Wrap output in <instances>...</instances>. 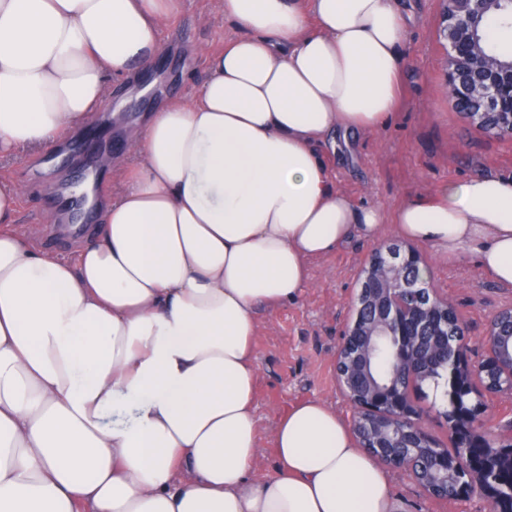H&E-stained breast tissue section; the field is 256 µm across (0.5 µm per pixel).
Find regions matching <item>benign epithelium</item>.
<instances>
[{
	"instance_id": "7a95c632",
	"label": "benign epithelium",
	"mask_w": 512,
	"mask_h": 512,
	"mask_svg": "<svg viewBox=\"0 0 512 512\" xmlns=\"http://www.w3.org/2000/svg\"><path fill=\"white\" fill-rule=\"evenodd\" d=\"M441 34L448 44L446 87L461 115L475 126L497 137L512 138V59L485 57L480 52L479 33L495 15L497 6L509 7L512 0H445ZM420 255L412 249L391 244L377 250L363 267V279L352 320L336 350L338 383L355 409L352 430L364 442L370 455L380 464L408 474L429 497L446 500L447 491L437 488L448 483V468L466 472L454 498L479 494L492 500L494 479L470 470L466 459L448 449L439 448L429 475L415 471L414 450L433 448L425 429L413 425L407 430L397 421L419 416L409 400V388L415 385V373L405 382L394 384L397 367L409 362L412 351L421 349L426 359L448 369L450 381L471 371L467 349L461 342H448V302L440 299L430 282L409 269L420 268ZM387 336L391 346V382L379 383L369 371L375 337ZM489 357L502 353L508 364L500 368L512 375V343L506 344L493 333L487 335ZM456 410L450 427L457 442L470 438V428L481 413L453 396Z\"/></svg>"
}]
</instances>
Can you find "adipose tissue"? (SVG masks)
<instances>
[{"mask_svg": "<svg viewBox=\"0 0 512 512\" xmlns=\"http://www.w3.org/2000/svg\"><path fill=\"white\" fill-rule=\"evenodd\" d=\"M207 77L126 132L119 190L74 259L19 228L0 180V512H399L325 402L285 407L263 480L256 314L308 263L398 237L512 288V176L356 204L317 148L399 105L404 0H218ZM179 0H0V156L55 143L147 68Z\"/></svg>", "mask_w": 512, "mask_h": 512, "instance_id": "obj_1", "label": "adipose tissue"}]
</instances>
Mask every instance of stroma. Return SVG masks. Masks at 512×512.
<instances>
[{"mask_svg":"<svg viewBox=\"0 0 512 512\" xmlns=\"http://www.w3.org/2000/svg\"><path fill=\"white\" fill-rule=\"evenodd\" d=\"M417 22L407 33L398 109L382 127L323 143L319 153L338 188L358 204L376 203L394 210L404 201L439 186L477 175L512 174V139L496 138L467 122L445 90V48L439 38L443 0H407ZM231 34L217 0H181L178 15L164 32L165 49L144 80L133 79L111 89V111L93 113L92 131L77 128L38 152L20 150L0 158V178L19 181L24 192L18 220L29 229L35 246L72 258L79 243L64 231L55 196L80 171L110 184V168L125 159V128L141 121L149 109L170 98L196 93L206 78L203 52L223 48ZM149 97L139 94L142 82ZM378 243L352 239L333 253L309 263V284L293 303L258 314V369L255 404L261 454L253 476L273 469L272 431L280 410L318 399L345 421L354 408L339 388L336 349L342 341L360 289V271ZM419 253L438 296L454 306L463 320V339L471 366L487 354L492 317L512 306V288L499 287L472 262L449 261L427 247ZM421 423L443 447L453 445L445 405L433 384L412 391ZM391 493L401 512H489L484 498L435 500L404 472H389Z\"/></svg>","mask_w":512,"mask_h":512,"instance_id":"35a3bbf8","label":"stroma"}]
</instances>
